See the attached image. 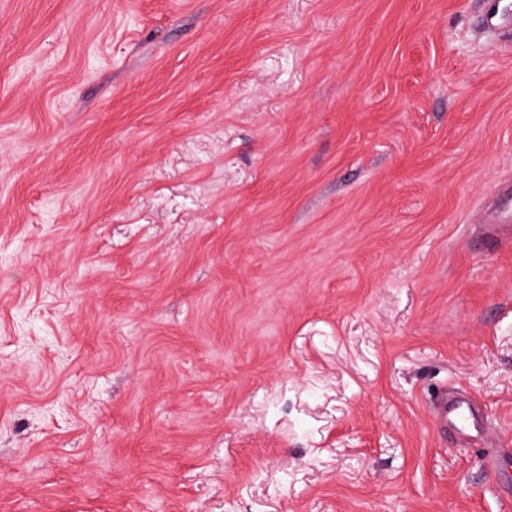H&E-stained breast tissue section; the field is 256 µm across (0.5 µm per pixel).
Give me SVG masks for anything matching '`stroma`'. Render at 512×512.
I'll use <instances>...</instances> for the list:
<instances>
[{
	"mask_svg": "<svg viewBox=\"0 0 512 512\" xmlns=\"http://www.w3.org/2000/svg\"><path fill=\"white\" fill-rule=\"evenodd\" d=\"M485 8L0 0V512H512ZM436 407L445 427L449 425L459 436L484 442L486 426L472 400L448 397L447 393L440 392Z\"/></svg>",
	"mask_w": 512,
	"mask_h": 512,
	"instance_id": "obj_1",
	"label": "stroma"
}]
</instances>
